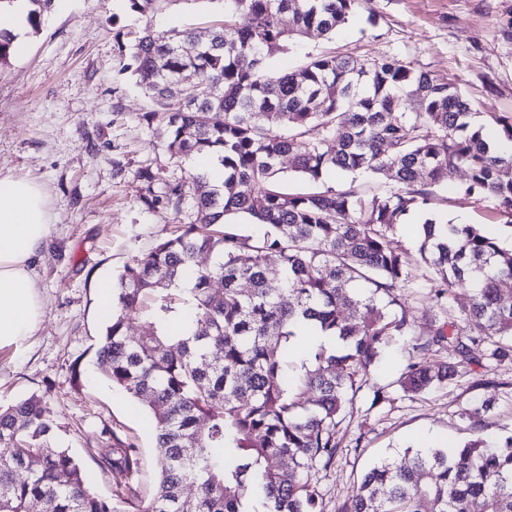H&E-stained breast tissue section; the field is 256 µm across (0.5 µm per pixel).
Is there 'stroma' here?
<instances>
[{"label": "stroma", "instance_id": "1", "mask_svg": "<svg viewBox=\"0 0 512 512\" xmlns=\"http://www.w3.org/2000/svg\"><path fill=\"white\" fill-rule=\"evenodd\" d=\"M220 9L216 0L181 4L157 16L153 27L203 26ZM135 25L123 0H67L30 32L25 57L0 64V176L41 184L55 216L38 265L44 315L23 347L0 348V405L44 398L61 446L107 498L115 479L96 451L116 439L132 444L139 459L134 486L147 503L158 491L161 451L146 407L113 389L93 365L106 322L99 285L115 281L134 255L189 220L165 208L146 209L138 169L178 177L197 166L166 153L165 125L139 121L151 104L135 79L121 73L115 38ZM324 53L352 57L366 68L378 57H398L456 86L493 133L501 131L496 117L512 116V0H366L332 38L310 33L271 63L296 69ZM464 181L463 173L449 176L435 199L438 214L487 225L512 249V224L494 214L490 201L461 199ZM407 351L403 339L382 349L366 377L360 411L340 428L334 463L313 471L324 512H337L380 459L415 448L417 433L431 434L435 447L468 439L472 431L461 413L486 396L485 382L500 385L486 423L494 432L512 431V366L487 361L459 382L408 395L396 384ZM77 359L82 374L76 378ZM379 387L387 399L375 405Z\"/></svg>", "mask_w": 512, "mask_h": 512}]
</instances>
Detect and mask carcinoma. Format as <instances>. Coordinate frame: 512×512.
Listing matches in <instances>:
<instances>
[{
	"instance_id": "1",
	"label": "carcinoma",
	"mask_w": 512,
	"mask_h": 512,
	"mask_svg": "<svg viewBox=\"0 0 512 512\" xmlns=\"http://www.w3.org/2000/svg\"><path fill=\"white\" fill-rule=\"evenodd\" d=\"M28 2L36 30L55 0ZM125 2L131 14L153 18L193 0ZM223 2V17L205 27L148 24L127 43L116 33L123 70L154 105L140 120L167 126L170 157L214 153L224 167L219 186L190 172L160 192L152 190L159 173L139 170L147 209H189L194 222L124 265L97 350L99 375L151 409L159 492L139 501L138 461L118 440L98 449L119 477L112 498L98 495L60 446L47 402L31 396L0 408V512H249L255 491L263 512H323L311 472L333 464L340 426L390 341L410 337L397 379L405 393L456 382L482 358L512 365V250L480 224L431 213L437 188L462 171L463 195L492 201L511 224L512 153L491 150L484 124L452 84L395 56L365 71L330 54L294 71L269 66L271 55L311 31L334 34L364 0ZM285 13L290 29L280 22ZM186 70L196 81L173 92ZM286 156L310 190L284 185ZM333 174L385 178L396 188H320ZM416 211L428 214L417 273L390 239ZM238 216L264 231L240 234ZM202 253L217 261L197 267ZM185 277L192 287H179ZM412 288L448 315L424 339L405 303ZM132 314L145 324L136 338L127 335ZM178 315L184 334L170 336L165 326ZM305 324L339 337L343 349L316 347L288 364ZM443 344L455 361H428L426 352ZM494 401L492 394L463 411L472 439L380 462L338 512H472L476 504L512 512V434L484 433Z\"/></svg>"
}]
</instances>
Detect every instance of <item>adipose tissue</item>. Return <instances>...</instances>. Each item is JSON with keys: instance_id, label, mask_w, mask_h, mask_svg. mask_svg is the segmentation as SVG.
<instances>
[{"instance_id": "1", "label": "adipose tissue", "mask_w": 512, "mask_h": 512, "mask_svg": "<svg viewBox=\"0 0 512 512\" xmlns=\"http://www.w3.org/2000/svg\"><path fill=\"white\" fill-rule=\"evenodd\" d=\"M54 215L40 184L0 178V348L22 346L43 315L37 263Z\"/></svg>"}]
</instances>
